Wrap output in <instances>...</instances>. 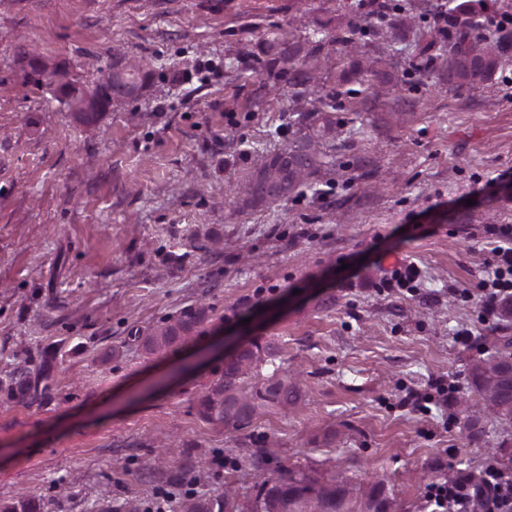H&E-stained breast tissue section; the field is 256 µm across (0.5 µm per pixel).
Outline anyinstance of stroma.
Instances as JSON below:
<instances>
[{"label":"stroma","mask_w":512,"mask_h":512,"mask_svg":"<svg viewBox=\"0 0 512 512\" xmlns=\"http://www.w3.org/2000/svg\"><path fill=\"white\" fill-rule=\"evenodd\" d=\"M417 2H393L417 16L401 53L364 38L395 76L378 97L331 42L364 18L358 0H0V503L147 512L200 464L194 494L250 500L259 448L267 475L340 469L352 500L377 485L398 512H428L427 483L477 473L499 446L512 467V420L487 418L477 439L458 407L478 399L469 360L512 336L462 298L493 259L489 227L512 226V189L491 182L512 168V58L479 89H449L424 64L440 0ZM21 39L82 85L117 47L153 67L90 131L23 86ZM311 62L336 106V164L288 200L243 205L253 150H282L316 106L288 80ZM399 260L420 267L416 293L386 288ZM200 304L187 342L139 347L136 331ZM229 336L278 342L305 403L239 432L205 420ZM28 361L49 374L35 400L2 385ZM437 378L458 387L448 403L402 405Z\"/></svg>","instance_id":"obj_1"}]
</instances>
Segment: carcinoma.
<instances>
[{
    "label": "carcinoma",
    "mask_w": 512,
    "mask_h": 512,
    "mask_svg": "<svg viewBox=\"0 0 512 512\" xmlns=\"http://www.w3.org/2000/svg\"><path fill=\"white\" fill-rule=\"evenodd\" d=\"M491 0H448V33L440 53L430 57L439 65L443 79L453 90H474L488 83L506 61L509 41L491 30L484 15ZM366 30L348 25L336 34L335 42L346 54L364 47ZM15 58L25 64L22 85L49 90L75 118L87 125L114 101L136 98L150 74L151 62L121 54L113 63L112 76H103L91 88L78 86L67 68L45 61L30 44L19 41ZM366 72L376 85L393 83L381 60L368 62ZM304 92L321 97L319 83L303 69L291 72ZM336 139V119L328 110H312L302 116V133L281 151L259 155L252 173L240 188L242 202L256 207L285 200L314 183L323 167L333 162L326 149ZM206 307L190 308L175 320H161L135 337L148 354H159L193 336L206 317ZM501 347L494 357H475L469 363L470 384L482 409L512 419V336L499 337ZM43 376V369L21 366L13 372L9 385L29 387L31 378ZM299 374L288 367L280 346L272 341H254L224 360V369L213 380L200 402L202 416L224 425L229 431L248 428L254 420L271 411L286 413L304 400ZM177 512H394L393 503L373 488L360 508L350 506L345 489L331 477L321 480L302 470H286L274 479L261 480L259 494L252 502L241 503L238 495L224 492L221 499L186 495Z\"/></svg>",
    "instance_id": "carcinoma-1"
}]
</instances>
